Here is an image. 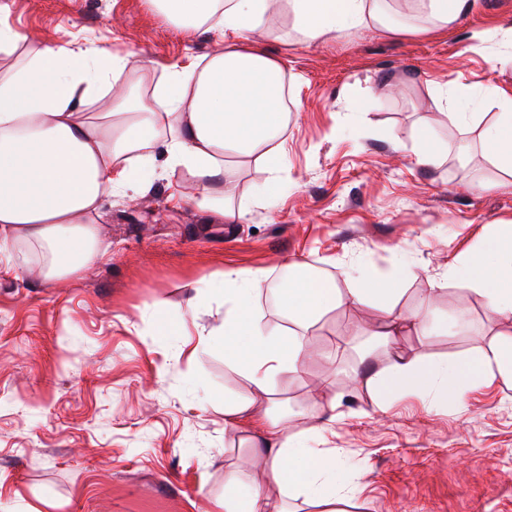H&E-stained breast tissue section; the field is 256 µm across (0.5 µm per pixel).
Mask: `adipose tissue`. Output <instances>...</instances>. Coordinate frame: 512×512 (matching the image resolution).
<instances>
[{"label":"adipose tissue","mask_w":512,"mask_h":512,"mask_svg":"<svg viewBox=\"0 0 512 512\" xmlns=\"http://www.w3.org/2000/svg\"><path fill=\"white\" fill-rule=\"evenodd\" d=\"M151 9L190 28L208 27L224 39L222 50L203 64L165 71L154 100L113 97L105 122H89L81 106L103 98L126 71L142 77L152 67L137 52L114 56L102 49L46 45L16 59L27 34L0 26V254L21 240L38 246L40 276L55 282L76 277L110 256L92 220L113 191L127 189L141 167L161 162L169 173L187 171L197 191L184 203L226 224L247 219L244 208L224 205L223 184L232 164L284 157L285 71L278 59L248 36L276 12L288 11L305 43L348 32L389 31L383 0H147ZM501 111L480 132L495 165L512 177V90L487 88ZM400 268L347 274V289L311 273H294L278 289L286 329H269L254 299L264 272H224V358L255 392L270 394L275 382L298 376L321 318L337 306L374 304L385 314L376 336L381 344L412 332L436 335L432 297L404 310L399 306ZM448 278L479 294L491 316L512 319V225L489 231L465 258L448 267ZM512 386V339L457 360L393 354L361 377L380 411L414 394L437 406H452L492 380ZM225 429L238 432L248 449L227 472L224 512H283L265 486L293 489L318 512H344L349 491L337 475L344 463L335 449L319 447L328 423H308L289 433L286 418L254 401L224 404Z\"/></svg>","instance_id":"ef3b65f1"}]
</instances>
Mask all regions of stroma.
I'll list each match as a JSON object with an SVG mask.
<instances>
[{
    "instance_id": "1",
    "label": "stroma",
    "mask_w": 512,
    "mask_h": 512,
    "mask_svg": "<svg viewBox=\"0 0 512 512\" xmlns=\"http://www.w3.org/2000/svg\"><path fill=\"white\" fill-rule=\"evenodd\" d=\"M7 3V24L35 36L21 58L72 44L135 51L160 73L220 42L144 0ZM387 7L391 32L314 45L288 14L267 22L262 43L283 62L294 108L278 175L249 163L227 193L246 223L175 205L194 180L157 166L141 173L143 193H114L102 208L110 261L58 284L0 258V512H224L240 440L224 428L223 401L254 396L222 346L199 344L224 321V271L261 270L271 284L291 261L333 278L350 262L376 272L401 262V306L437 290L434 316L449 327L398 337L397 350L462 358L512 337V320H488L479 295L444 278L493 225L512 221V179L433 93L449 86L458 111L494 120L498 104L482 88H512V53L489 33L512 29V0H477L424 34L425 18L403 0ZM386 79L395 90L377 94ZM423 124L447 148L430 166L416 162ZM265 184L270 198L255 202L250 189ZM460 310L464 321L452 323ZM383 317L374 305L328 312L304 374L275 383V413L296 431L294 412L337 402L324 445L349 464L351 512H512V387L471 390L448 408L408 396L380 414L354 378L348 341Z\"/></svg>"
}]
</instances>
